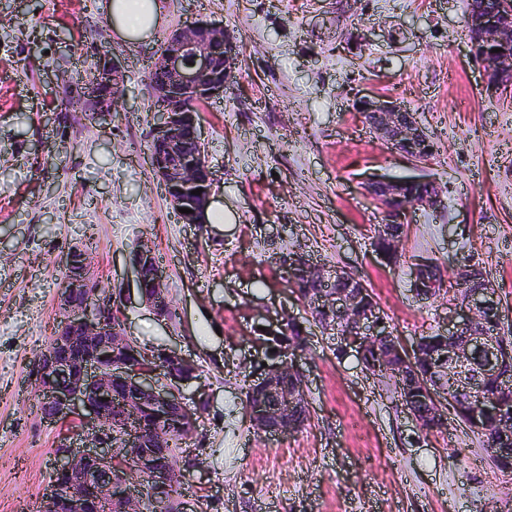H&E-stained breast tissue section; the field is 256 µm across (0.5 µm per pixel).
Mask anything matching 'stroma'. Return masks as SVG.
Here are the masks:
<instances>
[{
	"mask_svg": "<svg viewBox=\"0 0 512 512\" xmlns=\"http://www.w3.org/2000/svg\"><path fill=\"white\" fill-rule=\"evenodd\" d=\"M105 0H0V512H45L66 428L42 420L29 366L60 314L59 260L89 245L103 289L139 344L199 368L209 406L184 445L181 493L202 512H512V472L476 431L427 433L394 380L338 353L275 265L297 251L356 273L405 345L441 331L443 297L411 290L415 263L478 262L512 316V95L487 94L464 37L467 0H165L160 26L128 41ZM199 20L236 44L234 79L203 106L212 202L232 224L180 223L153 174L148 74L168 34ZM121 57L125 96L96 119L64 106L100 54ZM403 100L436 151L414 165L352 110L355 95ZM424 174L444 207L418 210L396 258L373 237L368 178ZM152 247L173 301L160 321L136 293L130 255ZM304 327L310 419L255 431L244 393L287 321Z\"/></svg>",
	"mask_w": 512,
	"mask_h": 512,
	"instance_id": "1",
	"label": "stroma"
}]
</instances>
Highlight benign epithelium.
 I'll list each match as a JSON object with an SVG mask.
<instances>
[{"label": "benign epithelium", "instance_id": "1", "mask_svg": "<svg viewBox=\"0 0 512 512\" xmlns=\"http://www.w3.org/2000/svg\"><path fill=\"white\" fill-rule=\"evenodd\" d=\"M465 39L471 55L483 69L485 90L500 93L512 88V0H496L493 10L482 11L470 3ZM500 52L486 57V48ZM236 46L224 26L198 21L174 31L157 51L152 71L159 79L150 82L154 101L150 142L159 149L148 152L150 167L162 182L173 209L189 208L178 214L183 224H204L211 204L213 178L201 141L199 113L190 103H208L224 96L232 76ZM126 71L117 57L101 56L84 79V110L97 117H110L125 90ZM353 108L366 126L392 151L416 162L426 160L434 143L417 122L414 113L392 97L358 96ZM194 141L197 150H187ZM419 176L375 178L365 191L378 206L385 221L377 225L376 239L386 245L387 255L399 248L402 237L396 224L410 222L416 209L436 210L443 195L423 197L397 205L404 188L421 182ZM200 188L201 194L191 191ZM139 298L158 320L171 319L170 301L163 284L165 272L153 250L140 246L130 258ZM154 266L153 281L143 269ZM277 267L284 279L294 282L300 274L322 283L309 298L312 307L325 313L324 327L335 331L341 351L355 350L365 367L376 375H389L399 359L396 377L402 404L414 416L411 399L424 398L434 406L435 421L417 420L424 431L447 427V415L461 419L481 431L486 414L497 405L496 398L476 405L461 404L462 394L485 382L502 388L512 386L503 374L512 362V351L501 342L502 302L494 284L471 291L459 289L451 303L453 316L441 332L442 343L434 351L422 352L418 345L405 346L390 330L361 278L348 277L349 286L334 287L343 270H324L294 254L279 258ZM66 274L58 294L61 319L50 345L40 352L29 370L39 397L41 418L57 423L78 419L74 441L62 440L55 452L52 479L47 493L51 512H142L144 491L128 477L139 473L150 485V512H193L178 499L181 469L158 452L155 435L173 443L172 434L192 436L208 400L189 401L184 386L196 378L197 367L173 347L144 353L146 362L127 360L133 346L125 328L115 329L110 313H121L122 299L99 288L93 276L91 254L81 246L62 256ZM461 284L483 274L481 267L466 263L456 270ZM417 284L441 288L445 280L435 276L434 263L415 265ZM496 313L487 327L485 316ZM427 362L429 370L419 371ZM302 374L292 361L270 366L250 387L246 410L255 429L266 435L294 433L300 428L298 414L305 406ZM491 459L512 465V426H499L489 448Z\"/></svg>", "mask_w": 512, "mask_h": 512}]
</instances>
